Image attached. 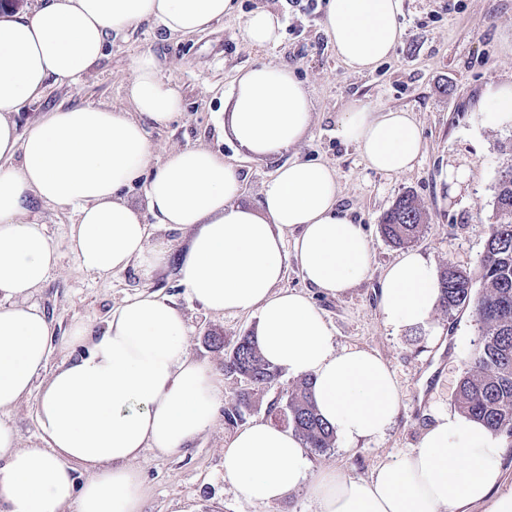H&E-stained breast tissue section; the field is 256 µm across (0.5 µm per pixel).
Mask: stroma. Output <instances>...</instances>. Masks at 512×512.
Instances as JSON below:
<instances>
[{"label": "stroma", "instance_id": "obj_1", "mask_svg": "<svg viewBox=\"0 0 512 512\" xmlns=\"http://www.w3.org/2000/svg\"><path fill=\"white\" fill-rule=\"evenodd\" d=\"M325 4L326 0H237L234 15L190 36H171L156 23H142L109 37L104 57L79 84L50 81L16 121L23 130L53 110L88 103L131 111L125 96L129 62L149 51L162 61L163 76L180 86L184 101L182 114L169 126L149 131L153 164H161L170 148L207 145L245 175L242 200L251 204L258 201L263 181L282 164L314 160L335 168L340 206L355 223L364 225L369 237L371 273L334 298L311 288L291 259L281 286L311 298L330 324L336 349L376 352L395 374L401 409L384 436L351 447L338 440L326 451L309 454L313 469L338 467L352 477L366 478L416 448L437 414L453 411L456 385L470 367L481 336L482 325L473 311L450 315L440 307L427 325L394 329L381 315L380 288L385 270L404 250L433 259L441 269L451 264L474 268L484 252L494 187L502 168L512 162V156L500 149L502 142L512 139V125L488 126L478 106L488 86L512 81V0H402L399 44L383 64L363 73L350 71L326 36ZM258 8L275 11L284 22L276 47H254L243 35L246 16ZM269 59L288 66L304 83L316 117L299 147L273 159L246 157L225 136L220 114L237 70ZM355 100L376 112H412L423 147L411 170H372L356 146L337 137L336 119ZM451 165L470 173L453 197L443 179ZM405 194L421 202L424 216L420 233L403 249L384 239L380 224ZM27 218L44 228L58 253L55 270L29 298L53 332L42 378H49L65 358L73 322L84 320L102 329L112 309L126 298L155 293L181 311L190 355L222 373L224 405H236L245 385L225 373V351L255 328V316L206 310L190 297L171 265L152 269L135 262L108 276L85 274L68 246L77 221L73 209L35 202ZM215 336L223 338V347L212 345ZM296 384V377L284 372L271 386L253 391L244 423L262 419L286 427L279 410ZM234 432L220 416L180 456L145 452L136 463L146 487L142 512H315L306 488L264 505L246 501L225 481L224 443Z\"/></svg>", "mask_w": 512, "mask_h": 512}]
</instances>
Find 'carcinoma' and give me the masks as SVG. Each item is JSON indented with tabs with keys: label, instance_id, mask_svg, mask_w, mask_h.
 <instances>
[{
	"label": "carcinoma",
	"instance_id": "obj_1",
	"mask_svg": "<svg viewBox=\"0 0 512 512\" xmlns=\"http://www.w3.org/2000/svg\"><path fill=\"white\" fill-rule=\"evenodd\" d=\"M423 211L417 199L401 196L380 224L384 238L403 245L420 232ZM483 291H474L476 281ZM440 306L446 311L470 309L482 323V336L472 367L459 382L454 406L462 415L482 422L512 447V164L501 171L495 187L491 231L473 272L453 265L441 274ZM224 370L243 379L249 389L242 392L232 409L224 410L227 422L242 420L251 403V391L272 384L281 369L259 352L250 331L226 353ZM288 425L307 447L323 452L332 447L335 434L319 416L311 398V382L303 378L285 405Z\"/></svg>",
	"mask_w": 512,
	"mask_h": 512
}]
</instances>
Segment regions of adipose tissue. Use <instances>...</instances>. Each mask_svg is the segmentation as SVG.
I'll list each match as a JSON object with an SVG mask.
<instances>
[{"mask_svg": "<svg viewBox=\"0 0 512 512\" xmlns=\"http://www.w3.org/2000/svg\"><path fill=\"white\" fill-rule=\"evenodd\" d=\"M402 0H327L324 28L354 72L375 69L398 44ZM236 0H43L28 13L0 15V412L33 392L49 351L51 326L28 298L57 263L40 225L24 221L32 201L73 208L69 247L84 271L109 275L132 262L175 264L189 293L217 314H253L265 360L310 378L319 414L353 444L383 436L401 406L389 365L365 349L336 350L311 299L280 289L288 258L306 282L331 297L370 272L362 225L339 207L336 171L318 161L279 166L257 205L241 203L239 172L199 145L168 152L146 188V210L123 193L152 158L143 124L167 126L183 110L177 84L164 80L152 52L134 56L126 88L133 113L83 105L50 112L19 130L14 115L50 79L79 82L104 56L107 39L154 20L172 35L205 30L232 14ZM283 22L260 8L245 19L254 46L277 45ZM225 125L247 155L269 158L298 146L313 124V103L285 65L240 71ZM336 135L380 172L410 169L422 148L418 123L403 110L353 103ZM161 226L193 227L181 254L149 246ZM440 297L435 263L409 251L381 281L380 308L396 329L425 324ZM179 309L139 294L114 309L101 333L79 321L76 348L54 371L37 403L42 448H21L0 421V512H141L145 488L136 460L145 450L180 455L216 419L224 382L193 358ZM503 440L484 424L441 414L417 448L356 479L336 468L311 471L294 431L256 420L224 445V478L248 501L271 504L307 488L316 512H454L484 503L512 512L501 490Z\"/></svg>", "mask_w": 512, "mask_h": 512, "instance_id": "1", "label": "adipose tissue"}]
</instances>
